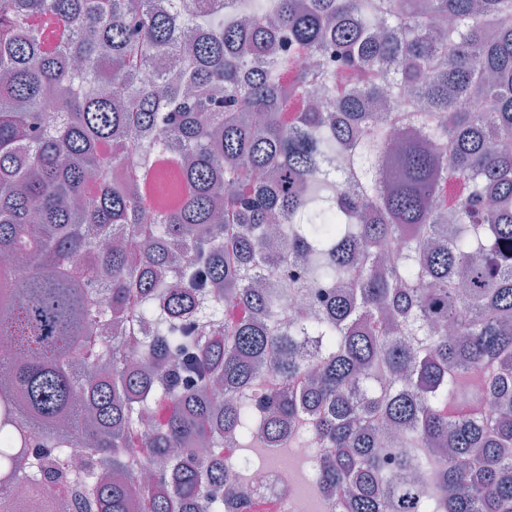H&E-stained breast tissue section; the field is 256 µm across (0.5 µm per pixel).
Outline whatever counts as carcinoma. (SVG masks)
<instances>
[{
    "instance_id": "1",
    "label": "carcinoma",
    "mask_w": 512,
    "mask_h": 512,
    "mask_svg": "<svg viewBox=\"0 0 512 512\" xmlns=\"http://www.w3.org/2000/svg\"><path fill=\"white\" fill-rule=\"evenodd\" d=\"M246 2L0 0V512H512V0ZM262 461L268 456L269 462L254 469L247 478L235 480L246 483L245 492L250 497L251 512L263 502H272L275 512H303L305 485L297 478L293 466L303 472L302 462L293 460L288 463V454L298 459L320 461L328 454L327 448H255Z\"/></svg>"
}]
</instances>
